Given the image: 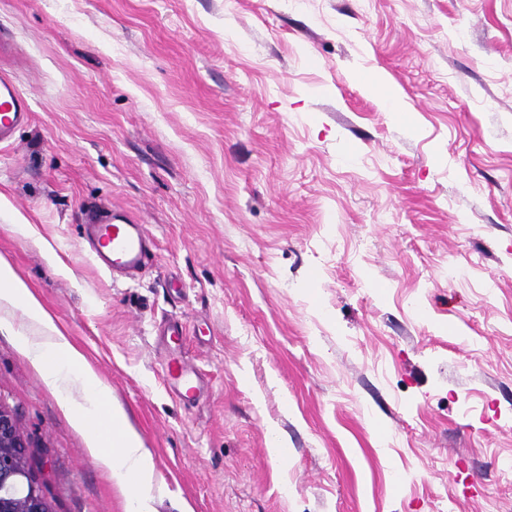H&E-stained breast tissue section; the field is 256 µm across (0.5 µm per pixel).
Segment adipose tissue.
I'll list each match as a JSON object with an SVG mask.
<instances>
[{"mask_svg": "<svg viewBox=\"0 0 512 512\" xmlns=\"http://www.w3.org/2000/svg\"><path fill=\"white\" fill-rule=\"evenodd\" d=\"M0 308L22 311L36 333L18 337L19 347L54 390L61 406L91 432L90 453L98 465L118 474L129 492L128 512H152L153 464L138 436L124 427L110 389L56 323L36 294L0 257Z\"/></svg>", "mask_w": 512, "mask_h": 512, "instance_id": "1", "label": "adipose tissue"}]
</instances>
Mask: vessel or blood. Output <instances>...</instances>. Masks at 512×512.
Segmentation results:
<instances>
[{
  "instance_id": "obj_1",
  "label": "vessel or blood",
  "mask_w": 512,
  "mask_h": 512,
  "mask_svg": "<svg viewBox=\"0 0 512 512\" xmlns=\"http://www.w3.org/2000/svg\"><path fill=\"white\" fill-rule=\"evenodd\" d=\"M32 117L29 98L6 74H0V146L11 144L16 130ZM85 237L94 263L114 275L135 276L150 262V236L145 225L118 209L87 207ZM182 320L170 321L162 332L166 355L162 362L166 390L191 401L208 388L202 372L181 354Z\"/></svg>"
}]
</instances>
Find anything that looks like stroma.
I'll list each match as a JSON object with an SVG mask.
<instances>
[{
  "instance_id": "1",
  "label": "stroma",
  "mask_w": 512,
  "mask_h": 512,
  "mask_svg": "<svg viewBox=\"0 0 512 512\" xmlns=\"http://www.w3.org/2000/svg\"><path fill=\"white\" fill-rule=\"evenodd\" d=\"M0 30L33 108L0 256L139 433L154 512H512V0H0ZM87 202L146 225L140 278L91 261ZM9 319L0 406L54 512H126ZM185 335L181 319L170 321L162 332L166 355L162 362L163 385L184 400H195L208 388L205 375L181 354L180 342Z\"/></svg>"
}]
</instances>
